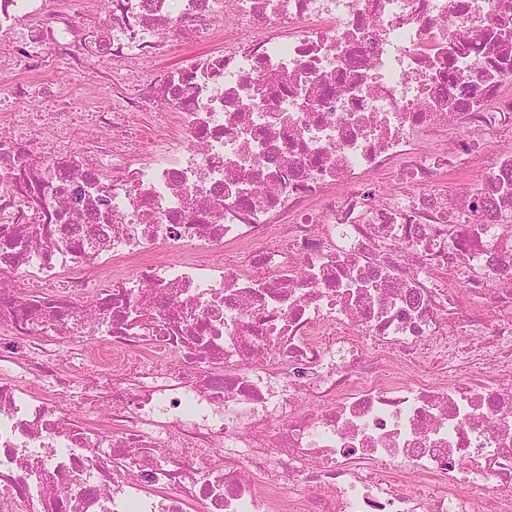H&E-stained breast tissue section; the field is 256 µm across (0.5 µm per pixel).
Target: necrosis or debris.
<instances>
[{
    "label": "necrosis or debris",
    "instance_id": "4bbe7bcc",
    "mask_svg": "<svg viewBox=\"0 0 512 512\" xmlns=\"http://www.w3.org/2000/svg\"><path fill=\"white\" fill-rule=\"evenodd\" d=\"M98 2L0 0V512H512V7ZM88 74L71 72L63 80L68 84L70 95L66 99V106L58 112H84L82 105V87Z\"/></svg>",
    "mask_w": 512,
    "mask_h": 512
}]
</instances>
